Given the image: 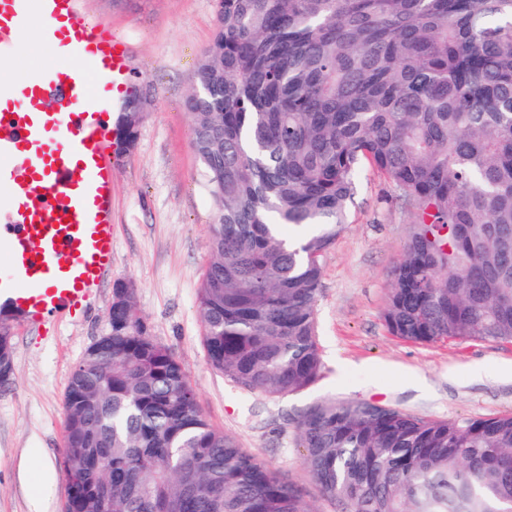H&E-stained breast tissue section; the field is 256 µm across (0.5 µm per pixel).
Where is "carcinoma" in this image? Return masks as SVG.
<instances>
[{"label":"carcinoma","mask_w":512,"mask_h":512,"mask_svg":"<svg viewBox=\"0 0 512 512\" xmlns=\"http://www.w3.org/2000/svg\"><path fill=\"white\" fill-rule=\"evenodd\" d=\"M185 101L215 218L210 365L248 393L319 377L322 257L365 163L415 208L389 332L512 340V0H220ZM64 393L65 512H315L202 413L128 294ZM302 462L341 512H512V415L319 400Z\"/></svg>","instance_id":"1"}]
</instances>
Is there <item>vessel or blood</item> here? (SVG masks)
I'll list each match as a JSON object with an SVG mask.
<instances>
[{"mask_svg":"<svg viewBox=\"0 0 512 512\" xmlns=\"http://www.w3.org/2000/svg\"><path fill=\"white\" fill-rule=\"evenodd\" d=\"M84 0H0V61L41 20L48 57L0 85V306L42 323L73 311L112 271V159L100 122L127 96L131 53Z\"/></svg>","mask_w":512,"mask_h":512,"instance_id":"1","label":"vessel or blood"}]
</instances>
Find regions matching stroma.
Masks as SVG:
<instances>
[{
    "instance_id": "stroma-1",
    "label": "stroma",
    "mask_w": 512,
    "mask_h": 512,
    "mask_svg": "<svg viewBox=\"0 0 512 512\" xmlns=\"http://www.w3.org/2000/svg\"><path fill=\"white\" fill-rule=\"evenodd\" d=\"M131 48L129 83L144 113L134 148L112 169V275L65 318L28 324L0 311L13 370L0 386V512H64L63 397L72 370L109 328L113 284L131 282L139 316L170 348L215 427L298 486L316 512L323 499L293 439V420L320 399L390 406L431 420L512 414V341L413 343L390 334L387 274L414 222L388 181L363 168L349 224L322 258L317 335L322 359L307 389L270 397L241 391L212 368L202 344L198 289L214 220L184 102L216 29L215 0H85ZM53 470L44 478L37 459Z\"/></svg>"
}]
</instances>
